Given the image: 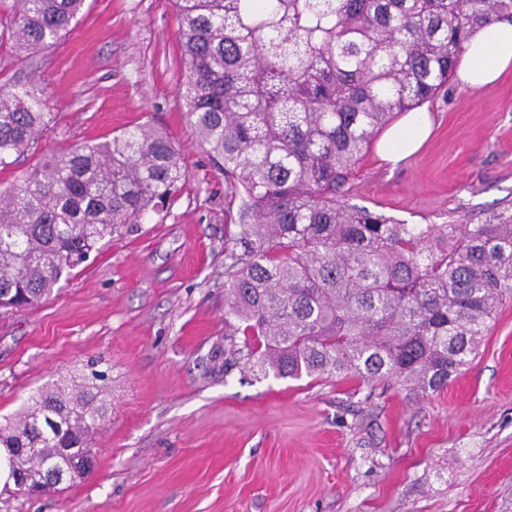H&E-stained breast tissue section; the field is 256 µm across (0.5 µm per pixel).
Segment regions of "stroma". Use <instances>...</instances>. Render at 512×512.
Returning <instances> with one entry per match:
<instances>
[{"instance_id": "1", "label": "stroma", "mask_w": 512, "mask_h": 512, "mask_svg": "<svg viewBox=\"0 0 512 512\" xmlns=\"http://www.w3.org/2000/svg\"><path fill=\"white\" fill-rule=\"evenodd\" d=\"M172 0H86L46 55L0 41V82L39 76L54 114L38 151L152 121L189 179L165 217L92 254L38 306L0 313V422L88 360L108 367L92 472L0 512H512V299L447 386L277 378L216 368L224 347L226 194L185 117ZM433 129L393 165L369 148L349 203L407 224H478L512 206V69L458 77Z\"/></svg>"}]
</instances>
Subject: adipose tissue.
<instances>
[{
    "label": "adipose tissue",
    "mask_w": 512,
    "mask_h": 512,
    "mask_svg": "<svg viewBox=\"0 0 512 512\" xmlns=\"http://www.w3.org/2000/svg\"><path fill=\"white\" fill-rule=\"evenodd\" d=\"M512 69V23L502 21L476 29L462 55L457 75L468 86L480 88L494 83ZM430 134L426 112L412 111L388 128L378 148L381 155L399 161L417 152Z\"/></svg>",
    "instance_id": "ef3b65f1"
}]
</instances>
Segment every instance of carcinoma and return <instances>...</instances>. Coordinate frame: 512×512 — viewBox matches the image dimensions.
Listing matches in <instances>:
<instances>
[{"label": "carcinoma", "mask_w": 512, "mask_h": 512, "mask_svg": "<svg viewBox=\"0 0 512 512\" xmlns=\"http://www.w3.org/2000/svg\"><path fill=\"white\" fill-rule=\"evenodd\" d=\"M85 0H14L0 24L31 57ZM186 116L240 198L224 232V370L394 379L437 391L512 297V211L482 224H405L348 203L371 142L434 98L471 32L512 0H175ZM53 122L43 91L0 85V171ZM189 170L146 121L76 144L0 183V308L49 298L90 253L167 210ZM0 424V463L32 496L93 460L106 403L96 369Z\"/></svg>", "instance_id": "1"}]
</instances>
